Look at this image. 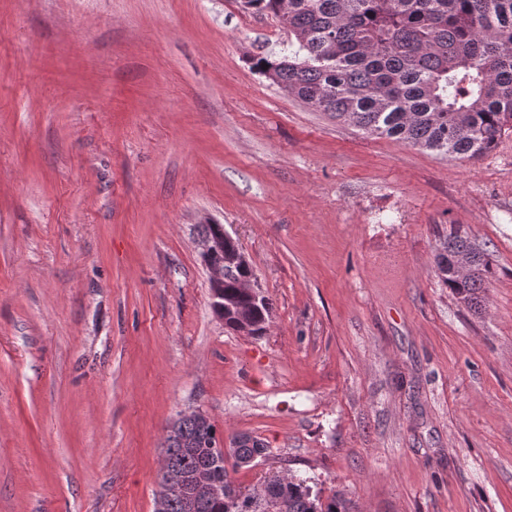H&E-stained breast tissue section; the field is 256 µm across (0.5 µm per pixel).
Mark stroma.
<instances>
[{
	"label": "stroma",
	"instance_id": "stroma-1",
	"mask_svg": "<svg viewBox=\"0 0 512 512\" xmlns=\"http://www.w3.org/2000/svg\"><path fill=\"white\" fill-rule=\"evenodd\" d=\"M242 0H0V512H154L167 426L264 441L232 479L349 512H512V131L478 159L372 136L255 66ZM268 329L225 328L199 229ZM490 262L469 310L449 233ZM443 248L444 252L440 253L437 259L438 278L470 308L478 309L482 302L480 293L482 292L484 277L489 272L488 263L485 262L483 255L474 247L471 241L458 233L448 236V241L444 243ZM461 253L473 255L475 262L474 274L462 279L456 276L452 267L454 258Z\"/></svg>",
	"mask_w": 512,
	"mask_h": 512
}]
</instances>
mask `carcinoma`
Returning a JSON list of instances; mask_svg holds the SVG:
<instances>
[{"instance_id": "carcinoma-1", "label": "carcinoma", "mask_w": 512, "mask_h": 512, "mask_svg": "<svg viewBox=\"0 0 512 512\" xmlns=\"http://www.w3.org/2000/svg\"><path fill=\"white\" fill-rule=\"evenodd\" d=\"M272 14L298 44L279 59L260 57L259 68L284 93L332 118L443 156H483L512 130V0H245ZM473 255L475 272L459 278L454 258ZM489 272L468 238L448 236L437 276L468 306L481 307ZM250 268L224 271V325L235 328L238 310L261 335L270 322L267 298L254 303L237 287ZM238 461L263 457L256 437L233 439ZM165 454L184 475L224 485L221 498H202L196 512H348L322 502L303 480L265 479L264 497L238 489L225 466L213 424L182 419L167 430Z\"/></svg>"}]
</instances>
